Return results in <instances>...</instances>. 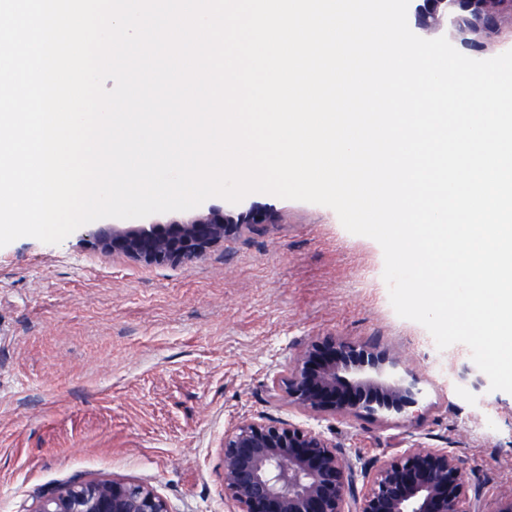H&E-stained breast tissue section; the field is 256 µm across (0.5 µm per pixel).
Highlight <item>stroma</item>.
<instances>
[{"mask_svg":"<svg viewBox=\"0 0 512 512\" xmlns=\"http://www.w3.org/2000/svg\"><path fill=\"white\" fill-rule=\"evenodd\" d=\"M268 223L191 262L147 264L91 247L0 248V512L42 490L115 476L153 487L172 512H234L224 497L228 427L270 418L321 432L357 476L410 448H445L495 512L512 491V394L463 390L467 346L438 350L400 318L373 239L330 208L252 193ZM323 336L386 348L419 376L410 417L322 416L270 391L300 345Z\"/></svg>","mask_w":512,"mask_h":512,"instance_id":"obj_1","label":"stroma"}]
</instances>
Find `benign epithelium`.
I'll return each mask as SVG.
<instances>
[{
  "mask_svg": "<svg viewBox=\"0 0 512 512\" xmlns=\"http://www.w3.org/2000/svg\"><path fill=\"white\" fill-rule=\"evenodd\" d=\"M494 0H419L420 33L444 35L470 21L485 38L500 16ZM267 214L250 208L233 218L211 206L167 225H114L92 234L114 254L154 265L191 262ZM271 390L307 413L409 415L425 398L421 379L386 350L324 336L302 348ZM224 496L236 512H471L466 472L444 448H410L381 462L357 489L352 467L323 434L273 419H246L224 430ZM29 512H171L167 499L141 483L114 477L75 479L44 491Z\"/></svg>",
  "mask_w": 512,
  "mask_h": 512,
  "instance_id": "1",
  "label": "benign epithelium"
}]
</instances>
